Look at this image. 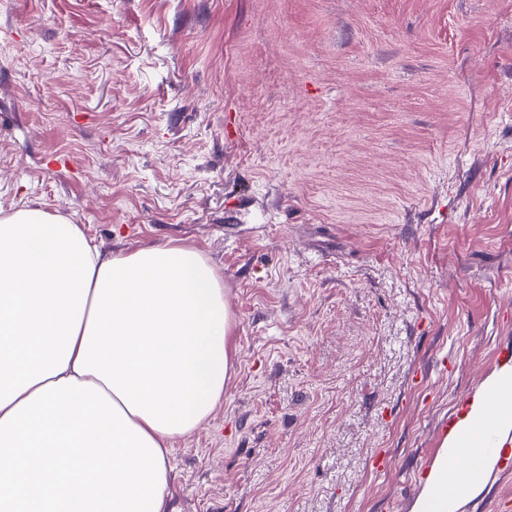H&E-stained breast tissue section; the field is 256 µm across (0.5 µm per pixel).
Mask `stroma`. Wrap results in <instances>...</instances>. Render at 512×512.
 <instances>
[{
    "instance_id": "35a3bbf8",
    "label": "stroma",
    "mask_w": 512,
    "mask_h": 512,
    "mask_svg": "<svg viewBox=\"0 0 512 512\" xmlns=\"http://www.w3.org/2000/svg\"><path fill=\"white\" fill-rule=\"evenodd\" d=\"M26 206L224 282L174 512H411L512 343V0H0Z\"/></svg>"
}]
</instances>
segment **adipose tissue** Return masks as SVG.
<instances>
[{"instance_id": "obj_1", "label": "adipose tissue", "mask_w": 512, "mask_h": 512, "mask_svg": "<svg viewBox=\"0 0 512 512\" xmlns=\"http://www.w3.org/2000/svg\"><path fill=\"white\" fill-rule=\"evenodd\" d=\"M230 331L199 249L105 255L61 214H1L0 512H173L168 456L224 396ZM510 440L512 359L467 400L411 512H461ZM463 446L486 449L480 475L451 466Z\"/></svg>"}]
</instances>
